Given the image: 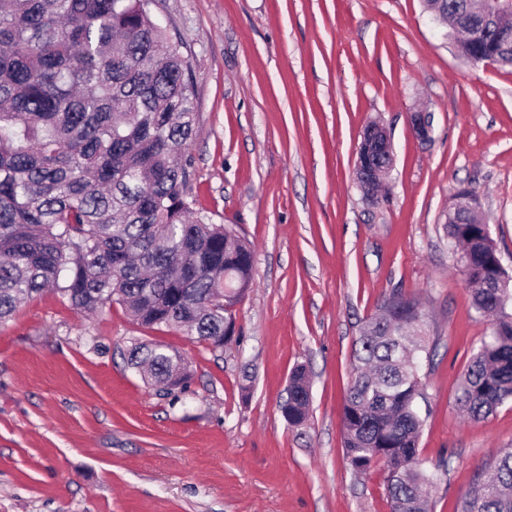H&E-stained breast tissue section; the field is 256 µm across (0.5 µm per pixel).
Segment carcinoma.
Segmentation results:
<instances>
[{
	"instance_id": "obj_1",
	"label": "carcinoma",
	"mask_w": 512,
	"mask_h": 512,
	"mask_svg": "<svg viewBox=\"0 0 512 512\" xmlns=\"http://www.w3.org/2000/svg\"><path fill=\"white\" fill-rule=\"evenodd\" d=\"M153 0H0V324L50 288L84 312L117 303L144 326L175 329L224 350L212 302L242 300L254 255L230 224L193 212L190 155L194 77L181 43L151 19ZM462 247L472 305L493 321L456 397L480 422L512 401V276L485 224L448 225ZM418 302L389 296L355 342V376L342 411L353 469L383 462L391 512H430L440 466H424L425 395L416 357L427 352ZM128 360L154 388L186 382L184 358L161 342H134ZM310 381L290 376L281 405L304 424ZM459 512H512V448Z\"/></svg>"
}]
</instances>
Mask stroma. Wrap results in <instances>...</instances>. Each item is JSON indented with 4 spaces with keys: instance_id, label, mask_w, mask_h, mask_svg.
I'll return each mask as SVG.
<instances>
[{
    "instance_id": "1",
    "label": "stroma",
    "mask_w": 512,
    "mask_h": 512,
    "mask_svg": "<svg viewBox=\"0 0 512 512\" xmlns=\"http://www.w3.org/2000/svg\"><path fill=\"white\" fill-rule=\"evenodd\" d=\"M153 14L195 78L190 198L252 246L253 286L216 352L117 304H22L0 325V512H389L382 470L350 466L341 418L355 340L399 291L429 337L421 457L447 465L434 512H457L512 448V404L478 423L458 411L490 324L445 226L472 191L512 272V69L461 56L422 0H156ZM372 121L395 160L370 199L354 168ZM135 340L177 349L185 386L145 384ZM299 365L312 403L295 428L280 405Z\"/></svg>"
}]
</instances>
